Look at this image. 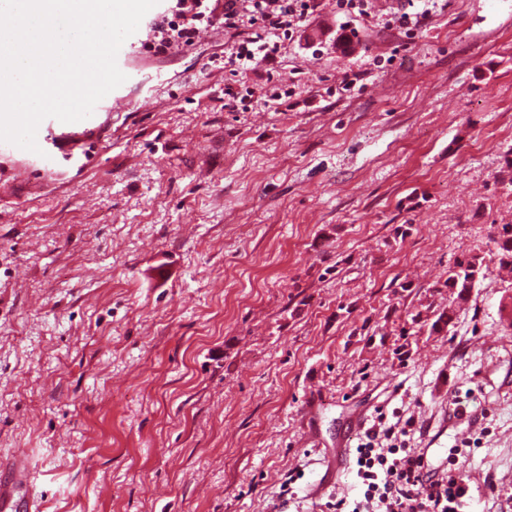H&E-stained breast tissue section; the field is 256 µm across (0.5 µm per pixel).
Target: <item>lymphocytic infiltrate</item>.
I'll list each match as a JSON object with an SVG mask.
<instances>
[{
    "instance_id": "obj_1",
    "label": "lymphocytic infiltrate",
    "mask_w": 512,
    "mask_h": 512,
    "mask_svg": "<svg viewBox=\"0 0 512 512\" xmlns=\"http://www.w3.org/2000/svg\"><path fill=\"white\" fill-rule=\"evenodd\" d=\"M319 6L320 0H177L173 20L156 24L150 47L164 54L193 45L201 28L221 26L230 36L224 65L236 77L255 63L274 61ZM414 432L411 419L399 429L369 428L353 453L362 495L337 497L332 512H466L472 496L463 449H449L447 464L434 467L424 452L408 447Z\"/></svg>"
}]
</instances>
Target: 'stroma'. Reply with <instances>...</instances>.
Returning a JSON list of instances; mask_svg holds the SVG:
<instances>
[{
    "instance_id": "1",
    "label": "stroma",
    "mask_w": 512,
    "mask_h": 512,
    "mask_svg": "<svg viewBox=\"0 0 512 512\" xmlns=\"http://www.w3.org/2000/svg\"><path fill=\"white\" fill-rule=\"evenodd\" d=\"M336 0L224 108L223 29L149 52L123 112L0 154V458L42 512H330L359 416L464 441L472 512L512 494V0H438L414 38ZM278 94L275 104L266 95ZM488 271L447 306L438 282ZM466 413L457 416L456 404ZM321 495H313L316 485ZM484 266H487L485 258L478 255L461 260L449 270L443 284L436 288H448L449 296L456 295V300L465 301L464 294L468 295L476 280L484 276Z\"/></svg>"
}]
</instances>
